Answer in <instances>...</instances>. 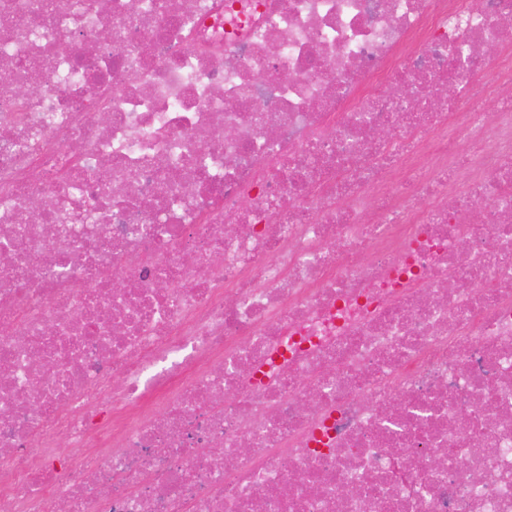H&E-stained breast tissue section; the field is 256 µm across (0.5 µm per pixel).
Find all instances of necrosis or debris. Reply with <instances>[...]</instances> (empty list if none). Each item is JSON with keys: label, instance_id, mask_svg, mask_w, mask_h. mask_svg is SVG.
Segmentation results:
<instances>
[{"label": "necrosis or debris", "instance_id": "necrosis-or-debris-1", "mask_svg": "<svg viewBox=\"0 0 512 512\" xmlns=\"http://www.w3.org/2000/svg\"><path fill=\"white\" fill-rule=\"evenodd\" d=\"M149 2L0 0V512H512V0Z\"/></svg>", "mask_w": 512, "mask_h": 512}]
</instances>
